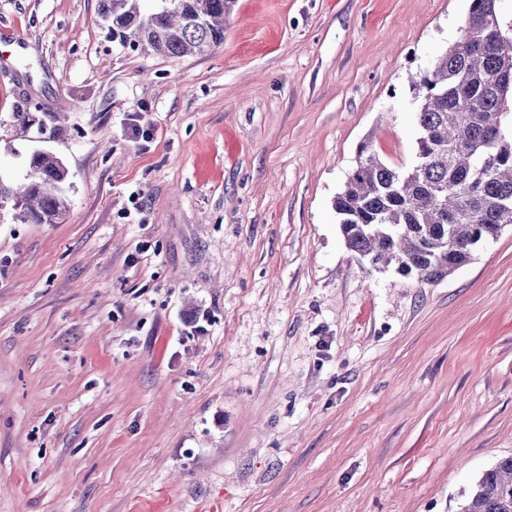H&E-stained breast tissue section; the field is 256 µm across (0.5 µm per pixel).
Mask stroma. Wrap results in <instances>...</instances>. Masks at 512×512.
Masks as SVG:
<instances>
[{
  "label": "stroma",
  "instance_id": "35a3bbf8",
  "mask_svg": "<svg viewBox=\"0 0 512 512\" xmlns=\"http://www.w3.org/2000/svg\"><path fill=\"white\" fill-rule=\"evenodd\" d=\"M469 5L232 0L169 58L0 0V179L47 149L70 201L0 211V512H458L512 456V225L422 283L333 208L363 139L412 167Z\"/></svg>",
  "mask_w": 512,
  "mask_h": 512
}]
</instances>
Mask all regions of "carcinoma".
<instances>
[{"label":"carcinoma","mask_w":512,"mask_h":512,"mask_svg":"<svg viewBox=\"0 0 512 512\" xmlns=\"http://www.w3.org/2000/svg\"><path fill=\"white\" fill-rule=\"evenodd\" d=\"M99 0L112 40L133 50L181 58L224 44L228 0ZM422 135L407 170L385 163L371 140L334 210L347 249L420 282H438L467 262L484 235L512 224V33L496 0H470L461 38L413 84ZM68 169L47 150L33 152L27 181L0 179V209L22 224H54L67 212ZM461 512H512V456L476 481Z\"/></svg>","instance_id":"1"}]
</instances>
